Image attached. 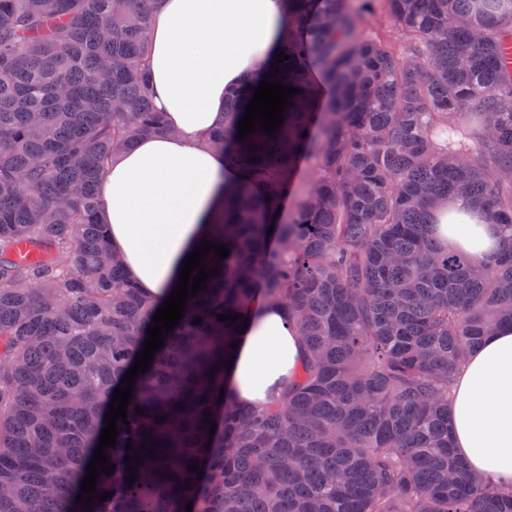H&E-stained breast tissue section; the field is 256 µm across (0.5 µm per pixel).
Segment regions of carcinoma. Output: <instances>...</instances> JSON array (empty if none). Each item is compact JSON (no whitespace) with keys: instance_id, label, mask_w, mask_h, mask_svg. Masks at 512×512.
Instances as JSON below:
<instances>
[{"instance_id":"cac0c4a2","label":"carcinoma","mask_w":512,"mask_h":512,"mask_svg":"<svg viewBox=\"0 0 512 512\" xmlns=\"http://www.w3.org/2000/svg\"><path fill=\"white\" fill-rule=\"evenodd\" d=\"M376 1L398 38L366 34ZM159 2L0 0V512H512L448 428L456 367L512 326L508 0H286L290 59L246 79L210 138L247 175L209 224L230 253L206 257L220 273L134 380L96 485L109 498L77 503L162 306L111 254L97 190L114 154L169 132L146 72ZM274 65L297 92L276 135L242 140ZM459 193L508 229L495 254L436 241L432 212ZM258 298L302 355L253 408L225 372Z\"/></svg>"}]
</instances>
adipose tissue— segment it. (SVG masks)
<instances>
[{
  "label": "adipose tissue",
  "instance_id": "ef3b65f1",
  "mask_svg": "<svg viewBox=\"0 0 512 512\" xmlns=\"http://www.w3.org/2000/svg\"><path fill=\"white\" fill-rule=\"evenodd\" d=\"M284 9L283 0H161L151 18L148 71L173 132L113 157L99 185L112 251L146 296L167 299L223 191L245 180L207 137L242 77L279 51ZM475 211L464 195L441 205L442 247L496 250L499 225L471 222ZM298 362L294 323L281 307L254 304L227 371L235 399H273ZM449 399L457 453L512 488V327L496 328L458 367Z\"/></svg>",
  "mask_w": 512,
  "mask_h": 512
}]
</instances>
